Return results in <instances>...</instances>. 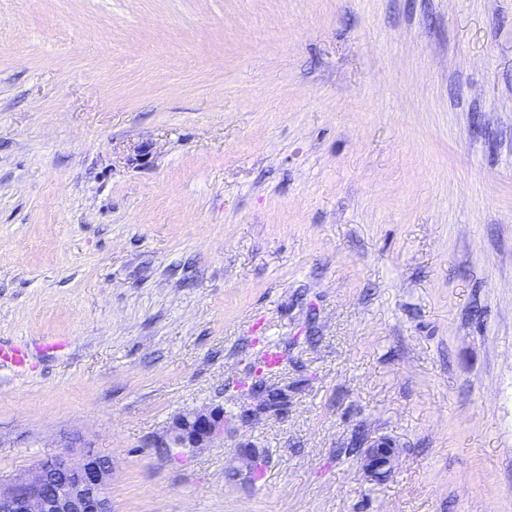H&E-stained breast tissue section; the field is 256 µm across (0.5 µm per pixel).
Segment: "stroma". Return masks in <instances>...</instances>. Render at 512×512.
I'll return each instance as SVG.
<instances>
[{
	"mask_svg": "<svg viewBox=\"0 0 512 512\" xmlns=\"http://www.w3.org/2000/svg\"><path fill=\"white\" fill-rule=\"evenodd\" d=\"M0 343L2 487L94 453L112 512H512V0H0ZM231 418L223 408L202 409L175 416L166 434L154 442L164 454L172 456L208 448L224 439V434L232 428ZM394 448L385 442L368 446L362 453L363 467L368 476L380 478L391 473L394 466Z\"/></svg>",
	"mask_w": 512,
	"mask_h": 512,
	"instance_id": "obj_1",
	"label": "stroma"
}]
</instances>
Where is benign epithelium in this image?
I'll use <instances>...</instances> for the list:
<instances>
[{
    "instance_id": "7a95c632",
    "label": "benign epithelium",
    "mask_w": 512,
    "mask_h": 512,
    "mask_svg": "<svg viewBox=\"0 0 512 512\" xmlns=\"http://www.w3.org/2000/svg\"><path fill=\"white\" fill-rule=\"evenodd\" d=\"M233 426L224 409H202L175 416L166 434L154 447L172 456L208 448L224 439ZM260 454L243 451L233 467L238 478L249 482ZM395 451L385 442L373 444L362 453L368 476L384 477L394 466ZM112 459L87 455L79 462L54 457L40 462L31 475L8 488H0V512H112L107 493Z\"/></svg>"
}]
</instances>
